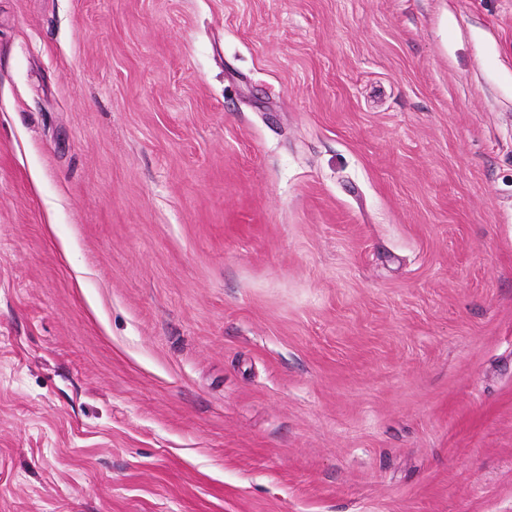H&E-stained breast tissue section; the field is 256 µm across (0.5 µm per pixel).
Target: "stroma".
Wrapping results in <instances>:
<instances>
[{"mask_svg": "<svg viewBox=\"0 0 512 512\" xmlns=\"http://www.w3.org/2000/svg\"><path fill=\"white\" fill-rule=\"evenodd\" d=\"M0 512H512V0H0Z\"/></svg>", "mask_w": 512, "mask_h": 512, "instance_id": "35a3bbf8", "label": "stroma"}]
</instances>
